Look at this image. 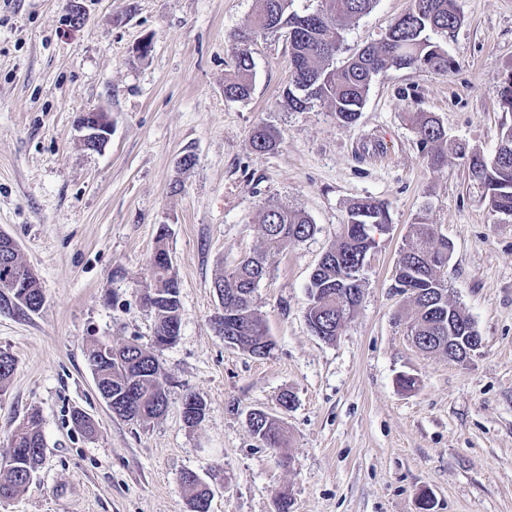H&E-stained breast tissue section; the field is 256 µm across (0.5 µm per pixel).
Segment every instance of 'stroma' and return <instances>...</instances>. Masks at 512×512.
I'll use <instances>...</instances> for the list:
<instances>
[{"instance_id":"1","label":"stroma","mask_w":512,"mask_h":512,"mask_svg":"<svg viewBox=\"0 0 512 512\" xmlns=\"http://www.w3.org/2000/svg\"><path fill=\"white\" fill-rule=\"evenodd\" d=\"M82 2L77 25L70 0H0V232L44 294L38 312L0 311V351L16 360L0 386V462L30 412L45 443L36 477L0 512H190L186 470L213 488L210 512H277L281 499L288 512H420L424 494L432 512H512V217L489 209L463 159L430 167L412 124L434 113L449 145L494 152L512 0H457L461 24L434 37L455 69L379 75L351 125L323 102L288 108L282 31L252 47L250 98L225 99L228 37L257 0ZM409 5L378 0L344 31L338 60L377 42ZM99 109L112 136L92 151L77 118ZM260 125L280 132L274 151L253 150ZM188 153L196 162L184 170ZM363 197L387 204L391 228L367 256L353 317L327 343L307 326V283ZM270 201L304 211L316 232L269 262L256 296L274 347L256 358L216 334L213 282L259 250ZM423 211L451 247L448 300L482 338L463 364L412 345L409 298L391 287ZM162 224L181 300L169 347L155 346L139 298ZM96 341L152 350L167 381L160 418L111 414L86 357ZM403 374L414 388L398 387ZM189 394L207 405L194 428L182 417ZM75 408L97 422L94 436L73 424ZM255 409L279 420L284 448L251 434Z\"/></svg>"}]
</instances>
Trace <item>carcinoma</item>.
<instances>
[{
    "mask_svg": "<svg viewBox=\"0 0 512 512\" xmlns=\"http://www.w3.org/2000/svg\"><path fill=\"white\" fill-rule=\"evenodd\" d=\"M377 0H325L320 9L299 14L290 10L292 0H258V9L250 27L230 35L232 70L224 80V98L244 101L253 91L254 62L251 46L270 32L288 30L291 79L284 90L288 106L304 112L316 102L326 101L336 121L345 125L357 121L372 84L379 74L390 69L415 68L446 75L455 61L429 33H446L462 21L457 0H411L410 8L399 16L379 42L367 46L339 66L333 59L339 50L341 32L353 21L373 10ZM418 141L428 163L439 167L448 162L445 131L439 120L428 112L415 117ZM279 143L277 131L258 126L252 134V146L258 152L274 150ZM455 155L467 160L469 176L483 185L485 199L494 213L512 216V122H502L498 147L486 156L481 152L459 149ZM377 224L389 228L387 206L369 197L353 201L336 242L326 250L324 260L312 271L307 286L310 304L306 320L321 325L326 336H336L353 316L361 299L364 281L352 271L364 265L374 242L366 227ZM263 250L242 258L231 270L215 278L223 312L214 322L224 324L223 338L255 357L270 354L273 341L257 312L255 293L268 273L267 258L288 242L304 241L316 232V225L301 210L280 203L267 204L257 225ZM168 228L162 224L150 259L151 277L144 289L156 291L149 300L154 317V340L178 319L180 289L172 272V260L166 246ZM13 239L0 234V291L19 280L14 291L17 303L5 310L26 316L40 310L44 295L38 279L20 253L6 249ZM448 241L439 236L438 225L425 214L415 219L413 231L399 252L393 287L409 295L413 310L407 317L408 329L423 338L431 351L441 350L450 336H463L473 326L465 313L448 304V289L440 276L448 262ZM93 376L102 389L112 392L119 418L147 424L164 414L167 391L156 357L135 343L114 347L94 343L87 354ZM250 432L269 447H283V433L272 416L260 417L249 425ZM44 455V440L39 414L23 418L10 436V448L0 473V501L23 491L33 479ZM179 481L188 494L189 504L209 512L211 498L206 486L183 472Z\"/></svg>",
    "mask_w": 512,
    "mask_h": 512,
    "instance_id": "cac0c4a2",
    "label": "carcinoma"
}]
</instances>
